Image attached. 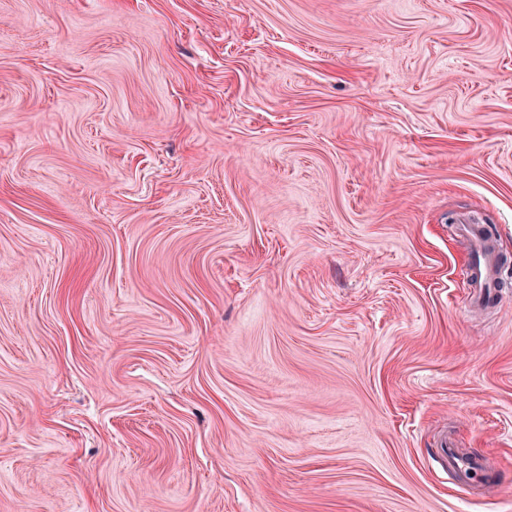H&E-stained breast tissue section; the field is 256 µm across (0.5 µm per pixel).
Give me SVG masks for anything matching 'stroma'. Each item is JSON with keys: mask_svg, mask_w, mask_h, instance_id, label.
Listing matches in <instances>:
<instances>
[{"mask_svg": "<svg viewBox=\"0 0 512 512\" xmlns=\"http://www.w3.org/2000/svg\"><path fill=\"white\" fill-rule=\"evenodd\" d=\"M463 213L512 0H0V512H512ZM436 444L437 447L432 450L433 461L448 476L449 482L460 485L481 483L493 488L498 485V475L485 467L484 455L474 453L467 462L461 464L451 448L453 441L448 439V433Z\"/></svg>", "mask_w": 512, "mask_h": 512, "instance_id": "35a3bbf8", "label": "stroma"}]
</instances>
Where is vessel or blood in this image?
<instances>
[{
  "label": "vessel or blood",
  "instance_id": "vessel-or-blood-1",
  "mask_svg": "<svg viewBox=\"0 0 512 512\" xmlns=\"http://www.w3.org/2000/svg\"><path fill=\"white\" fill-rule=\"evenodd\" d=\"M458 231L470 242V262L467 278L470 289L466 296L468 307L488 309L501 307L505 295L501 290L500 259L495 239L488 226L478 221L463 219ZM453 442L441 438L433 450V460L452 483H481L497 486L498 475L484 465V457L471 455L467 462H459L452 450Z\"/></svg>",
  "mask_w": 512,
  "mask_h": 512
}]
</instances>
